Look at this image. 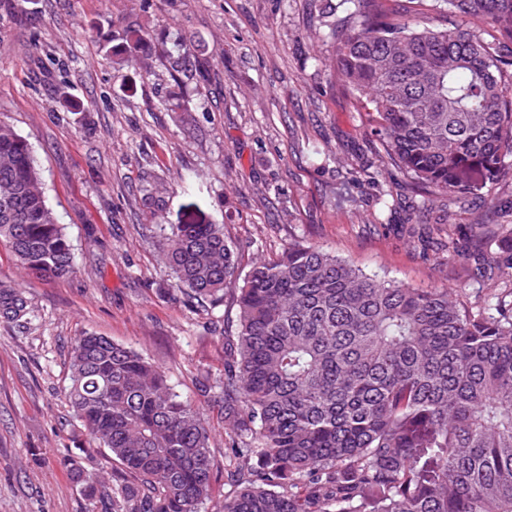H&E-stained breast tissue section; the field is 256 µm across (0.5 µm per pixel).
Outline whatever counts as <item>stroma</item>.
Returning <instances> with one entry per match:
<instances>
[{
  "mask_svg": "<svg viewBox=\"0 0 512 512\" xmlns=\"http://www.w3.org/2000/svg\"><path fill=\"white\" fill-rule=\"evenodd\" d=\"M344 15L340 0H0V122L30 144L76 264L36 276L0 244V282L34 310L27 326L0 322V512H87L76 461L112 478L107 452L84 457L65 398L85 334L161 368L223 450L204 385L224 373L235 293L209 312L191 305L160 228L223 225L244 273L302 241L406 287L487 293L468 260L422 249L403 222L512 224V208L480 217L424 196L379 153L329 68ZM131 30L148 36L150 82L106 59ZM176 98L183 111H170Z\"/></svg>",
  "mask_w": 512,
  "mask_h": 512,
  "instance_id": "1",
  "label": "stroma"
}]
</instances>
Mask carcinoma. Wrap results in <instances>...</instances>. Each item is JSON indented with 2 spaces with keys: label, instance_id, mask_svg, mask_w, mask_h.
I'll return each instance as SVG.
<instances>
[{
  "label": "carcinoma",
  "instance_id": "1",
  "mask_svg": "<svg viewBox=\"0 0 512 512\" xmlns=\"http://www.w3.org/2000/svg\"><path fill=\"white\" fill-rule=\"evenodd\" d=\"M417 2L493 34L341 0L333 70L419 189L493 208L480 191L512 180V0ZM146 42L133 31L119 53L144 79ZM0 242L35 274L75 271L32 149L2 122ZM158 247L177 289L204 308L242 282L236 342L213 382L237 486L219 512H512V247L483 251L476 275L508 284L475 303L369 277L301 242L242 279L222 224H179ZM31 313L22 290L0 284L1 322L25 326ZM69 370L82 453L105 448L120 470L107 489L75 468L89 505L108 495L112 512H198L215 466L203 414L103 336L80 337Z\"/></svg>",
  "mask_w": 512,
  "mask_h": 512
}]
</instances>
